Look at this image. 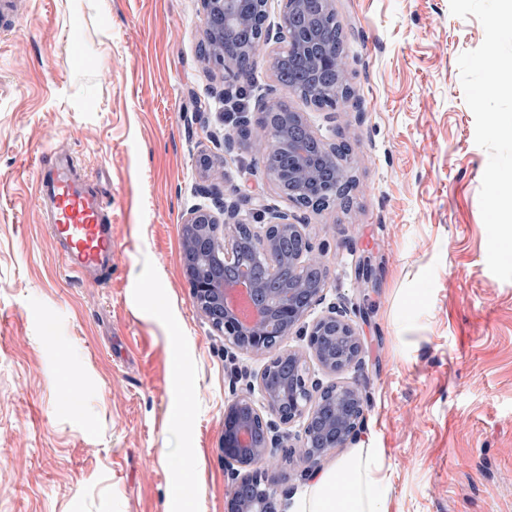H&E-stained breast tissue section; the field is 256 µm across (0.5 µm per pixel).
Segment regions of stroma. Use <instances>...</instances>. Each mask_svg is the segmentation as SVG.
Wrapping results in <instances>:
<instances>
[{
    "label": "stroma",
    "mask_w": 512,
    "mask_h": 512,
    "mask_svg": "<svg viewBox=\"0 0 512 512\" xmlns=\"http://www.w3.org/2000/svg\"><path fill=\"white\" fill-rule=\"evenodd\" d=\"M15 3L0 21V512H225L224 406L267 358L193 302L181 222L205 185L308 224L327 253L313 316L359 299L354 446L383 449L392 512H512V281L487 267L489 154L457 64L481 23L449 0H336L351 98L331 123L263 63L258 94L205 65L199 0ZM231 88L251 114L287 99L348 146L345 204L298 206L245 142L225 152ZM60 149L113 200L115 264L94 280L64 271L41 218L39 167ZM205 155L223 174L203 180ZM362 256L376 275L361 287Z\"/></svg>",
    "instance_id": "stroma-1"
}]
</instances>
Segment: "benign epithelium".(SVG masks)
<instances>
[{
    "mask_svg": "<svg viewBox=\"0 0 512 512\" xmlns=\"http://www.w3.org/2000/svg\"><path fill=\"white\" fill-rule=\"evenodd\" d=\"M255 10L244 7L247 0H200L203 11L205 59L229 73L235 56L224 45V33L261 27L259 41L243 45L239 51L264 61L275 82L287 56L297 52L309 56L315 69L329 68L343 88H348L349 65L344 52L322 40L320 27L326 19H337L336 0H284L275 24L268 22L269 0H254ZM270 103L258 106L257 123L263 134L251 141L252 150L265 157L273 142L288 148V166L280 172H262L265 180L288 184L292 202L300 204L314 195L325 181V169L308 151L316 143L323 160L335 166L336 182L350 177L349 166L337 162L336 144L319 136L301 112H278L273 128H268ZM250 206L264 221L261 229L247 225V246L271 272L288 271V287L264 288L257 284L246 266L237 279L228 282L206 271L221 263H235L241 248L239 231L243 220L241 204ZM182 261L200 270L191 283L194 302L200 313L232 345L258 354H274L254 377L249 389L224 406V434L221 452L231 466L227 512H282L284 502L272 473L279 465L274 426L270 414L283 427L281 437L293 442L304 471L319 470L329 453L345 448L360 432L366 410V395L355 381L323 385L313 379L307 359L299 352L278 349L269 343L273 336L284 341L301 330L309 336V348L317 365L330 373L356 371L362 364L363 342L347 310L336 306L305 325L313 307L322 301L323 289L313 286L308 272L324 266V254L314 245L308 225L295 215L265 204L260 196L238 192L233 199L212 198L207 205L195 204L182 219ZM249 290L256 308L247 324L225 305V292L236 284ZM261 404H256L253 392ZM303 422L301 433L290 427Z\"/></svg>",
    "mask_w": 512,
    "mask_h": 512,
    "instance_id": "benign-epithelium-1",
    "label": "benign epithelium"
}]
</instances>
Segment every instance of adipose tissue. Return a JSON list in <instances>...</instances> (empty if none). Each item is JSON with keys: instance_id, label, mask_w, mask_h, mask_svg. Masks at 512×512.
I'll use <instances>...</instances> for the list:
<instances>
[{"instance_id": "1", "label": "adipose tissue", "mask_w": 512, "mask_h": 512, "mask_svg": "<svg viewBox=\"0 0 512 512\" xmlns=\"http://www.w3.org/2000/svg\"><path fill=\"white\" fill-rule=\"evenodd\" d=\"M392 488L380 448H357L318 477L300 512H390Z\"/></svg>"}]
</instances>
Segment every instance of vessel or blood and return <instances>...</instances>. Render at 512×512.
I'll list each match as a JSON object with an SVG mask.
<instances>
[{
	"mask_svg": "<svg viewBox=\"0 0 512 512\" xmlns=\"http://www.w3.org/2000/svg\"><path fill=\"white\" fill-rule=\"evenodd\" d=\"M40 169L36 194L61 244L64 269L81 277L111 272V196L80 175L69 152L53 153Z\"/></svg>",
	"mask_w": 512,
	"mask_h": 512,
	"instance_id": "b4317fda",
	"label": "vessel or blood"
}]
</instances>
